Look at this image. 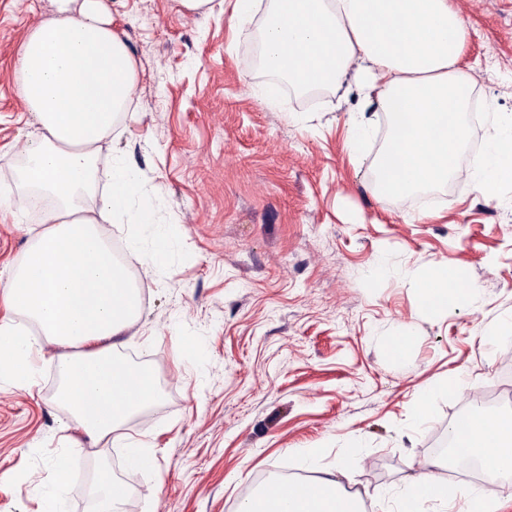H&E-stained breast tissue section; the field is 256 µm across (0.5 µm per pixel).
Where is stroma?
I'll return each instance as SVG.
<instances>
[{"label": "stroma", "mask_w": 512, "mask_h": 512, "mask_svg": "<svg viewBox=\"0 0 512 512\" xmlns=\"http://www.w3.org/2000/svg\"><path fill=\"white\" fill-rule=\"evenodd\" d=\"M102 2L134 60L137 118L119 122L99 161L126 156L151 218L114 237L146 247L129 255L145 293L118 354L154 366L163 395L124 429L154 455L142 471L116 459L109 439L88 445L81 421L55 401L59 349L46 345L35 387L0 375V512H43L62 453L75 463L69 512H90L113 480L127 489L122 512H238L281 471L309 481L356 455L342 486L364 512H388L450 425L476 409L512 415V335L485 341L512 316V182L481 192L461 179L381 197L374 159L388 116L355 161L345 140L356 94L285 88L281 108L262 105L253 93L266 80L255 66L261 15L234 20L232 0L209 12L177 0ZM450 2L469 30V165L491 113H512V0ZM54 8L0 0V194L14 192L20 147L40 133L16 96L20 44ZM41 219L0 213V286ZM155 225L169 251H150ZM436 263L477 287L474 304L424 307L416 281ZM408 330V349L391 355ZM451 373L462 376L459 391L436 393ZM427 394L423 424L410 427Z\"/></svg>", "instance_id": "35a3bbf8"}]
</instances>
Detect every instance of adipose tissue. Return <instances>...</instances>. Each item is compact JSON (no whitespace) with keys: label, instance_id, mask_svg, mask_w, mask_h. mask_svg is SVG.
Returning a JSON list of instances; mask_svg holds the SVG:
<instances>
[{"label":"adipose tissue","instance_id":"obj_1","mask_svg":"<svg viewBox=\"0 0 512 512\" xmlns=\"http://www.w3.org/2000/svg\"><path fill=\"white\" fill-rule=\"evenodd\" d=\"M54 13L25 34L17 58L16 94L41 133L21 150L18 197L0 195V211L42 206L44 230L13 268L0 302L18 321L0 323V373L32 387L42 340L62 347L56 359L58 404L79 418L91 441L111 438L127 462L147 467L149 445L122 433L125 419L159 403L153 369L116 358L119 339L137 320L140 290L112 252V224L139 195V177L124 155L112 157L107 194H97V153L120 115L128 114L133 59L101 0H55ZM263 12L258 68L269 76L255 94L275 105L280 83L304 92L357 89L346 149L361 156L374 135L377 108L390 120L374 165L384 197H409L461 176L488 190L512 180V116L494 120L482 162L463 171L466 114L475 88L460 59L464 20L449 0H235L233 16ZM418 290L433 312L475 302L460 273L433 265ZM456 455H474L483 471L512 479V418L459 420L450 435ZM438 459L412 474L403 512H420L444 496ZM241 512H360L332 476L284 484L277 495L247 500Z\"/></svg>","mask_w":512,"mask_h":512}]
</instances>
